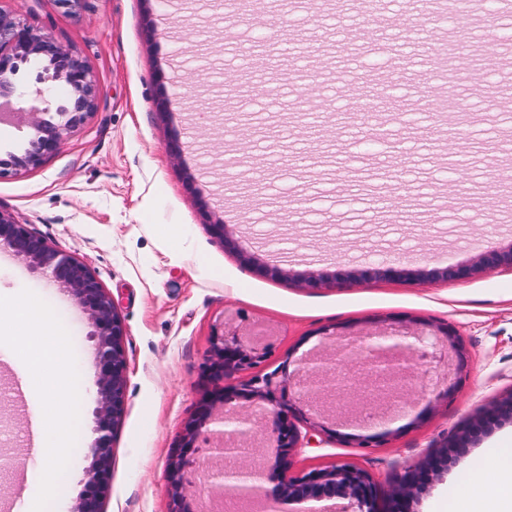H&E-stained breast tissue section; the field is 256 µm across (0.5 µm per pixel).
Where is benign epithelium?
I'll list each match as a JSON object with an SVG mask.
<instances>
[{
  "label": "benign epithelium",
  "mask_w": 512,
  "mask_h": 512,
  "mask_svg": "<svg viewBox=\"0 0 512 512\" xmlns=\"http://www.w3.org/2000/svg\"><path fill=\"white\" fill-rule=\"evenodd\" d=\"M99 93L84 59L35 30L13 13L0 8V104L19 103L13 113L33 130L28 146L12 156L8 167L0 168V177L8 169L39 166L62 146L66 136L82 125L97 108ZM211 234L224 245V251L236 255L270 279L289 277L288 269L269 264L245 249L229 225L218 221L209 225ZM0 249L44 275L76 304L89 328L96 367L97 405L93 411V438L88 443L92 465L86 472L88 490L80 496L76 512H104L110 487L113 433L127 401L128 362L124 348L125 328L112 296L94 273L82 262L49 245L42 237L0 211ZM512 269V245L486 248L475 263L432 268L405 264L378 263L361 269L337 273L332 279L311 273L302 283L306 288L332 284L349 288L361 280L384 279L399 282L466 280L483 271ZM324 349L327 354L299 359L270 371L259 370L268 353L255 344L224 330L212 336L210 348L199 366L206 384L223 382L220 389L203 393L195 413L186 422L179 447L168 465L169 512H196L186 493L184 468L196 449L202 432L215 438L213 451L221 457H238L232 471L218 470L209 478L211 492L221 497L232 490V483L252 472L260 482L243 496L261 495L275 512L295 506V512H327V499L348 501L347 512H376L378 489L369 473L351 463L335 464L305 472H292L296 453L310 444L316 433L330 438L342 434L324 425L323 402L336 398V379L329 375L336 362L349 363L355 352L364 349L365 377L356 396L372 401L392 397L405 379V370L394 364L398 355L418 352L417 345L446 348L463 360L459 333L451 326L437 327L429 336H408L399 330L368 336H347L328 329ZM293 370H288V366ZM512 419V394L502 397L471 417L462 428L446 437L440 448L424 459L413 462L396 475L385 504V512H410L414 499L429 487L434 478L452 467L469 443L495 424ZM243 432L262 434L267 451L260 468L248 459L253 450L240 452L224 447V436ZM275 483L268 493L264 483Z\"/></svg>",
  "instance_id": "1"
}]
</instances>
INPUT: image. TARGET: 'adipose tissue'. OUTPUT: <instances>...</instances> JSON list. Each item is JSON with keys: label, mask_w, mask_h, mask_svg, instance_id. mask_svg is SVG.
I'll return each instance as SVG.
<instances>
[{"label": "adipose tissue", "mask_w": 512, "mask_h": 512, "mask_svg": "<svg viewBox=\"0 0 512 512\" xmlns=\"http://www.w3.org/2000/svg\"><path fill=\"white\" fill-rule=\"evenodd\" d=\"M4 329L37 361L25 383L45 396L34 411L41 427L35 456L40 480L50 494L63 473L78 415L77 405L70 400L72 368L67 339L48 310L26 296L16 301ZM448 512H512V448L494 441L480 449L469 465L467 480L449 496Z\"/></svg>", "instance_id": "adipose-tissue-1"}]
</instances>
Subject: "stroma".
I'll return each mask as SVG.
<instances>
[{"label":"stroma","instance_id":"1","mask_svg":"<svg viewBox=\"0 0 512 512\" xmlns=\"http://www.w3.org/2000/svg\"><path fill=\"white\" fill-rule=\"evenodd\" d=\"M27 25L81 55L99 89V104L36 168L0 177V210L85 263L110 293L126 326L128 406L114 431L112 482L105 512H168V461L204 385L198 366L224 322L267 347V370L285 359L320 354L324 328L365 334L385 319L410 316L426 327L454 326L466 356L449 372L448 356L415 357L418 382L445 379L446 399H416L404 386L375 404L384 420L374 447L354 448L361 412L345 401L334 418L344 438L314 442L293 459L297 472L349 462L366 470L380 495L478 410L512 393V270L471 279L406 283L364 280L309 290L257 276L209 232L216 220L236 226L243 245L294 271L328 275L373 262L446 265L482 248L512 243V181L483 158L495 148L512 168V111L483 91L486 81L512 85V17L483 12L500 31L501 66L489 80L464 79L456 97L488 113L470 133L454 135L421 111L390 122L388 143L369 145L355 129L337 130L336 74L386 69L385 57L348 33L351 10L282 0L277 20L226 17L224 0H85L79 15L54 0H0ZM406 0H390L384 41L412 50L450 38L454 22L433 15L407 21ZM299 51L330 47L315 81L255 75L276 85L288 114L243 115L227 87L247 46L267 35ZM249 117L251 130L227 129ZM277 156L272 186L245 190L255 168ZM498 211L486 223V200ZM35 296L67 334L79 416L70 454L43 512H74L91 464L87 448L96 406V371L84 316L49 280L0 251V310ZM41 397L0 402V505L41 493L37 472L20 478L29 459L24 416ZM487 441L474 439L455 465L413 503L414 512H448V494ZM200 437L185 469L200 512H212L208 477L221 467Z\"/></svg>","mask_w":512,"mask_h":512}]
</instances>
